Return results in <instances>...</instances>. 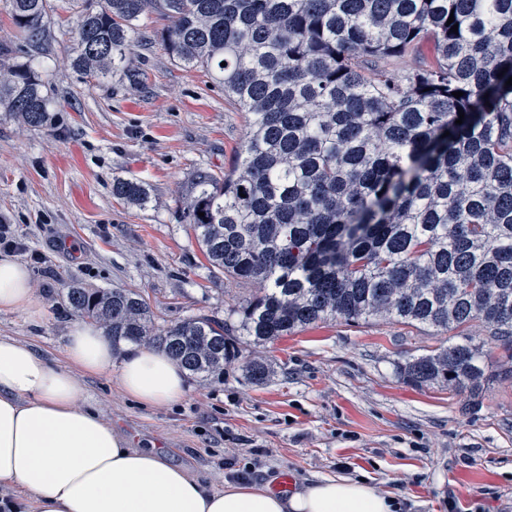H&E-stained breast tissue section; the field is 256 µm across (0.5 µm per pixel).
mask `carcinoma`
Instances as JSON below:
<instances>
[{
  "mask_svg": "<svg viewBox=\"0 0 512 512\" xmlns=\"http://www.w3.org/2000/svg\"><path fill=\"white\" fill-rule=\"evenodd\" d=\"M69 4L78 16L75 71L119 72L140 18L156 12L170 21L162 41L173 61L205 70L247 113L237 167L198 175L186 201L210 269L266 285L239 311L246 342L381 318L458 331L453 343L405 356L401 374L412 385L472 400L494 380H512V0ZM9 5L23 44L0 66V107L44 127L51 97L30 52L50 38L51 6ZM429 40L434 62L388 68ZM112 194L133 206L149 197L129 179ZM66 300L112 345L150 343L203 381L231 363L223 322L159 328L140 293L77 279ZM476 320L502 348L493 370L486 341L464 334ZM246 370L262 382L270 366L253 359Z\"/></svg>",
  "mask_w": 512,
  "mask_h": 512,
  "instance_id": "carcinoma-1",
  "label": "carcinoma"
}]
</instances>
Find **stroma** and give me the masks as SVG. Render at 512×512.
<instances>
[{"mask_svg":"<svg viewBox=\"0 0 512 512\" xmlns=\"http://www.w3.org/2000/svg\"><path fill=\"white\" fill-rule=\"evenodd\" d=\"M52 38L35 63L53 98L44 128L0 112V222L22 245L38 316L0 312V336L31 344L66 366L75 317L64 301L76 278L95 288L139 291L163 327L191 317L237 323L260 295L258 281L216 278L184 209L196 177L238 160L247 125L203 70L166 52V18L138 23L126 72L96 80L75 72L77 16L52 0ZM142 181L145 206L112 193L115 179ZM448 334L372 320L320 323L263 346L244 339L220 380L189 379L176 406L143 408L115 389L111 372L82 375L96 407L132 447L165 449L201 480L229 479L226 460L255 462L256 483L290 489L320 476L364 479L400 499L402 512H512V381L490 384L472 403L444 387L400 375ZM273 368L257 383L248 360Z\"/></svg>","mask_w":512,"mask_h":512,"instance_id":"35a3bbf8","label":"stroma"}]
</instances>
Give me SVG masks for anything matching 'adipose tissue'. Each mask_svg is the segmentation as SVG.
Listing matches in <instances>:
<instances>
[{"label":"adipose tissue","instance_id":"1","mask_svg":"<svg viewBox=\"0 0 512 512\" xmlns=\"http://www.w3.org/2000/svg\"><path fill=\"white\" fill-rule=\"evenodd\" d=\"M36 312L27 267L0 257V312ZM69 368L30 346L0 337V487L12 512H393L391 498L367 482L326 476L282 495L247 480L223 489L170 463L158 449L130 447L94 408L81 373L116 370L120 393L167 407L187 391L180 368L152 347L116 357L97 325L72 324Z\"/></svg>","mask_w":512,"mask_h":512}]
</instances>
